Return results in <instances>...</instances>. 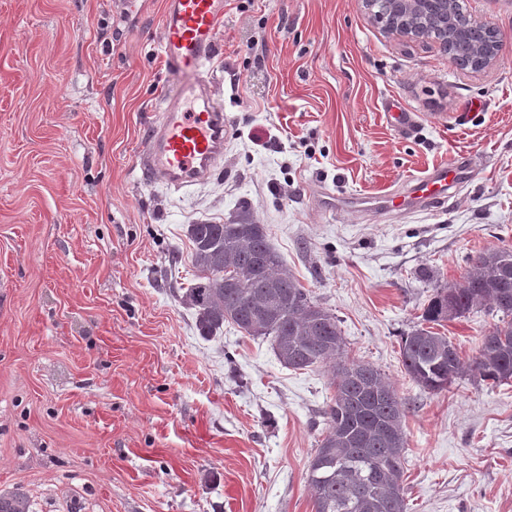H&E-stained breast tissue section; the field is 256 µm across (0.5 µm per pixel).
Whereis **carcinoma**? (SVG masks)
<instances>
[{
    "label": "carcinoma",
    "instance_id": "carcinoma-1",
    "mask_svg": "<svg viewBox=\"0 0 512 512\" xmlns=\"http://www.w3.org/2000/svg\"><path fill=\"white\" fill-rule=\"evenodd\" d=\"M195 282L180 302L195 311L200 336L224 324L249 336H271L278 361L305 370L336 361L334 394L323 412L325 428L308 466L314 512H406L401 478L406 436L404 413L393 388L373 364L344 361L336 316L296 279L267 238L264 225L243 213L224 224L188 227ZM456 314L448 315V298ZM501 313L483 336L472 364L448 352V337L426 327L402 340L400 355L410 378L439 393L471 373L495 384L512 380V250L477 255L461 281L438 287L422 314L436 325L485 305ZM0 512H32L26 493L0 492Z\"/></svg>",
    "mask_w": 512,
    "mask_h": 512
}]
</instances>
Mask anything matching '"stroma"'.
I'll list each match as a JSON object with an SVG mask.
<instances>
[{
    "label": "stroma",
    "instance_id": "obj_1",
    "mask_svg": "<svg viewBox=\"0 0 512 512\" xmlns=\"http://www.w3.org/2000/svg\"><path fill=\"white\" fill-rule=\"evenodd\" d=\"M503 46L459 69L362 0H226L211 73L224 158L176 190L135 161L173 85L164 0H0V491L34 512H314L328 366L272 337H200L176 297L188 225L242 211L404 410L407 512H512V382L430 393L403 338L471 258L512 248V0H465ZM397 101L414 123L387 118ZM444 205H350L454 162ZM495 317L440 333L471 361ZM491 35V39L481 44L479 55L484 59V68L495 65L500 57L501 51V34L497 26L487 21H479Z\"/></svg>",
    "mask_w": 512,
    "mask_h": 512
}]
</instances>
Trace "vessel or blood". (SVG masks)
I'll list each match as a JSON object with an SVG mask.
<instances>
[{"mask_svg":"<svg viewBox=\"0 0 512 512\" xmlns=\"http://www.w3.org/2000/svg\"><path fill=\"white\" fill-rule=\"evenodd\" d=\"M225 0H165L161 55L178 81L161 93V111L151 124L139 160L145 179L184 188L205 180L224 157L229 120L212 93L209 66L220 53L218 31ZM462 180L459 165L434 168L402 192L388 193L370 207L406 212L451 196Z\"/></svg>","mask_w":512,"mask_h":512,"instance_id":"vessel-or-blood-1","label":"vessel or blood"}]
</instances>
